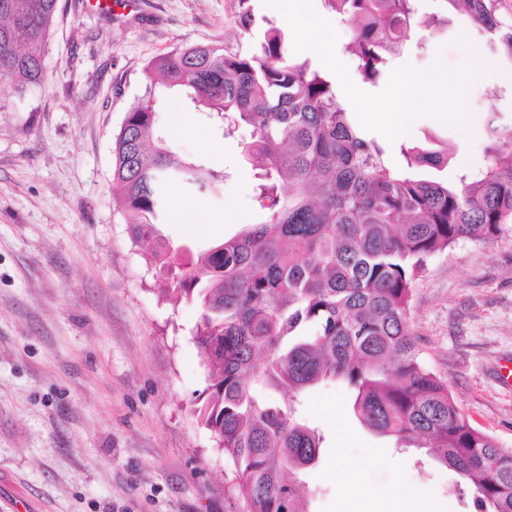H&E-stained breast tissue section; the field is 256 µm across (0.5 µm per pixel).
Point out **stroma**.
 <instances>
[{
	"mask_svg": "<svg viewBox=\"0 0 512 512\" xmlns=\"http://www.w3.org/2000/svg\"><path fill=\"white\" fill-rule=\"evenodd\" d=\"M413 7L440 23L414 29L373 86L344 50L350 24L323 0H300L288 19L266 0H119L109 12L59 0L40 84H0V512H236L233 473L196 414L208 386L193 340L201 308L168 300L130 239L112 189L114 137L146 94L149 59L197 44L245 51L271 21L316 67L321 56L303 43L326 45L339 98L387 146L392 167L404 166L400 144L415 142L449 148L441 178L479 169L486 120L512 117V69L465 15L444 14L441 0ZM310 12L324 29L308 31ZM401 72L442 82L410 99L412 119L393 136L367 115L389 111ZM154 100L167 144L224 176L218 198L178 186L166 214L189 198L199 221L230 206L240 217L206 236L169 219L162 237L198 252L263 222L238 141L177 93L160 88ZM176 116L193 134L174 132ZM409 323L421 359L461 411L512 448V391L497 382L500 362L512 358V224L431 257ZM354 397L327 380L297 398L300 417L324 436L317 464L300 475L309 512H398L418 494L431 502L426 512H471L472 494L454 471L365 428Z\"/></svg>",
	"mask_w": 512,
	"mask_h": 512,
	"instance_id": "stroma-1",
	"label": "stroma"
}]
</instances>
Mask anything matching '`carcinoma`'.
I'll return each instance as SVG.
<instances>
[{
    "instance_id": "1",
    "label": "carcinoma",
    "mask_w": 512,
    "mask_h": 512,
    "mask_svg": "<svg viewBox=\"0 0 512 512\" xmlns=\"http://www.w3.org/2000/svg\"><path fill=\"white\" fill-rule=\"evenodd\" d=\"M324 2L353 28L348 51L362 79L382 81L416 24L412 0ZM445 2L512 65V21L500 18L501 0ZM56 10L57 0H0V83L40 82ZM146 77L208 109L224 135L247 128L244 155L259 169L254 199L266 221L195 253L159 235L166 195L184 180L219 194L224 176L169 148L149 94L126 113L113 145L115 203L132 239L158 267L163 291L202 309L194 342L209 386L197 416L232 468L242 512H308L299 474L323 443L294 404L260 402L256 391L294 399L336 379L355 391L354 413L369 430L414 442L454 470L476 512H512V449L460 411L421 362L407 323L430 257L512 224V147H501L512 124L488 119L485 165L453 184L422 174L447 168L446 150L403 144L406 168L393 170L332 77L296 59L273 25L244 52L206 44L156 57ZM308 324L317 327L312 336L303 335Z\"/></svg>"
}]
</instances>
